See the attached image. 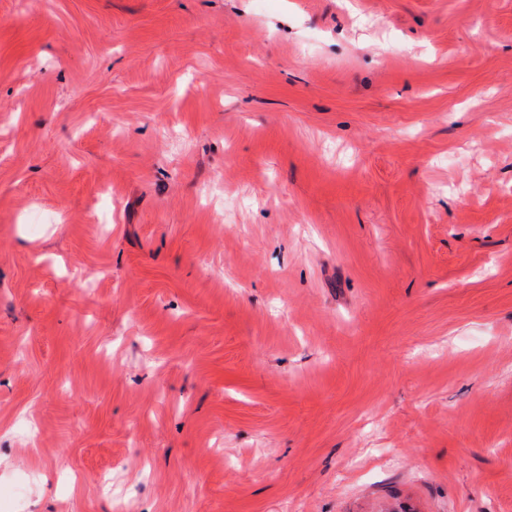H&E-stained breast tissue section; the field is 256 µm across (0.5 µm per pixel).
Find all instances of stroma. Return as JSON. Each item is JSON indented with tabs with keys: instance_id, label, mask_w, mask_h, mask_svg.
Here are the masks:
<instances>
[{
	"instance_id": "35a3bbf8",
	"label": "stroma",
	"mask_w": 512,
	"mask_h": 512,
	"mask_svg": "<svg viewBox=\"0 0 512 512\" xmlns=\"http://www.w3.org/2000/svg\"><path fill=\"white\" fill-rule=\"evenodd\" d=\"M512 512V0H0V512Z\"/></svg>"
}]
</instances>
